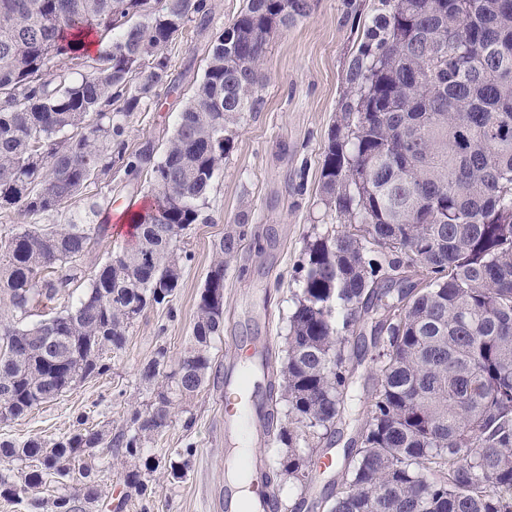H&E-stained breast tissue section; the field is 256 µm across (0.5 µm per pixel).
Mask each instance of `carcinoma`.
<instances>
[{"mask_svg":"<svg viewBox=\"0 0 512 512\" xmlns=\"http://www.w3.org/2000/svg\"><path fill=\"white\" fill-rule=\"evenodd\" d=\"M381 6L348 60L321 164L324 204L338 223L366 228L306 243L287 357L266 393L270 416L288 405L274 433L286 451L266 480L312 482L353 373L349 338L369 322L365 422L328 512H512V0ZM309 9V0H245L207 46L203 78L163 149L129 153L127 118L168 82L158 50L194 17L205 24L204 0H0V209L25 219L0 243V421L106 374L107 353L169 302L179 243L206 221L234 128L262 104L270 35ZM88 36L104 44L91 59ZM87 61L100 71L72 78ZM116 164L150 174L153 206L130 218L133 239L70 301L101 227L43 221ZM248 221L240 214L214 242L190 346L175 361L160 347L142 366L149 407L131 409L111 438L80 427L49 441L1 440L0 463L30 470L19 484L0 475V496L27 494L35 512H84L102 500L94 450L140 457L175 399L204 388L224 330V258ZM42 303L57 307L29 320ZM299 440L311 445L301 451ZM157 468L150 458L129 465L123 483L144 496Z\"/></svg>","mask_w":512,"mask_h":512,"instance_id":"carcinoma-1","label":"carcinoma"}]
</instances>
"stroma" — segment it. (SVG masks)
I'll use <instances>...</instances> for the list:
<instances>
[{
    "label": "stroma",
    "instance_id": "1",
    "mask_svg": "<svg viewBox=\"0 0 512 512\" xmlns=\"http://www.w3.org/2000/svg\"><path fill=\"white\" fill-rule=\"evenodd\" d=\"M206 2V27L190 22L163 48L178 90L157 89L147 105L131 114L125 133L128 150L148 143L158 146L171 136L178 113L204 75L208 43L243 6V0ZM379 8V0H311L306 16L271 35L259 89L263 103L259 111L246 114L234 134V147L208 193L207 223L193 225L184 239L180 287L169 303L149 308L131 326L125 349L112 356L110 372L77 383L57 400L19 418L0 422V439L50 440L82 422L114 433L128 410L149 404L151 392L140 382L138 369L162 346L171 358L180 356L214 261L213 243L245 212L252 235L224 267V330L212 342L210 379L197 396L176 407L162 437L144 448L145 456L162 463L174 452L191 451L186 478L171 482L155 471L148 496L140 497L127 495L121 461L111 460L98 474L106 498L123 502L122 512H220L227 450L224 364L231 352L257 340L268 341L273 365L286 357L288 318L300 288L306 242L335 222L321 202L322 153L345 90L347 61ZM128 179L124 168L113 167L111 178L89 185L85 194L68 203L66 215L83 214L92 194L111 198L116 213L146 209L152 201L148 178H141L135 192L128 188ZM129 237L127 224H110L86 257L76 290L86 288L96 267ZM357 351L361 362L343 418L330 436L336 464L317 471L306 486L282 480L274 488L278 512H293L305 499L328 501L336 493L343 450L364 422L362 407L370 384L373 346L361 345Z\"/></svg>",
    "mask_w": 512,
    "mask_h": 512
}]
</instances>
